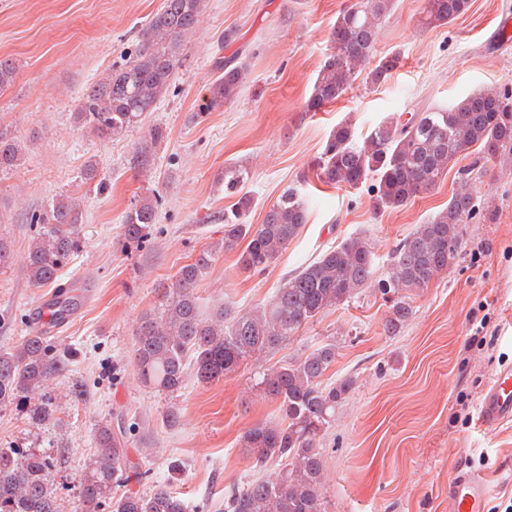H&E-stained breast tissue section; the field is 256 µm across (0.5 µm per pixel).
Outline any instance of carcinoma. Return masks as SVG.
<instances>
[{"mask_svg":"<svg viewBox=\"0 0 512 512\" xmlns=\"http://www.w3.org/2000/svg\"><path fill=\"white\" fill-rule=\"evenodd\" d=\"M395 4L355 0L337 15L330 32L333 51L312 85L307 111L318 112L336 101L362 73L374 85L386 81L397 54L377 56L376 43L381 23ZM203 8L204 0H163L137 51L84 90L77 121L112 138L144 123L168 92L182 61L183 38L199 24ZM468 9L469 0H426L424 24L448 25ZM220 70L208 87L211 108L236 99L248 74L247 65L233 59L224 61ZM16 71L13 59L0 56V89L13 82ZM161 137L155 127L137 148L133 162L139 170L151 169ZM24 146L17 130L0 124V176L19 165ZM472 148L489 155L512 154V94L485 88L447 108L417 102L407 117L383 119L360 144L352 121L345 118L330 132L313 168L326 185L357 189L369 184L374 209L380 212L403 207L433 189L448 165ZM248 180L245 169L224 171V190L239 196L222 216L224 240L183 266L174 283L158 289L155 305L139 320L134 363L139 379L151 390L172 396L191 378L211 384L275 353L315 317L351 302L375 275L369 240L351 235L284 278L266 302L235 315L223 305L205 314L195 287L219 253L245 240L237 264L245 271H261L308 221L307 202L291 186L266 211L262 223H250L253 198L243 191ZM478 214L489 221L494 217L490 207L478 204L473 177L466 170L447 207L398 244L379 282L387 306V334L399 333L412 317V295L456 263L464 241L462 225ZM156 216L152 200L140 199L124 217L126 241L148 238ZM81 218L78 201L64 194L31 215L37 229L23 264L31 285L57 282L60 270L80 250ZM56 295L50 307L53 326L63 323L78 304V296L61 287ZM336 350L335 343H326L259 373L257 387L279 404L283 420L253 426L239 444L255 465L276 461L280 470L230 488L223 502L205 505L202 512H325L320 440L353 388L350 377L323 385ZM72 354L45 331L32 329L17 346L0 349V404L17 400L33 421L56 422L60 405L49 387L69 371ZM140 430L133 419L97 427L96 454L78 476L84 512H101L104 506L109 512H187L169 480L145 494L127 489L131 476L143 475L126 448L127 438ZM52 467L51 457L29 448H0V512H65L49 477Z\"/></svg>","mask_w":512,"mask_h":512,"instance_id":"obj_1","label":"carcinoma"}]
</instances>
